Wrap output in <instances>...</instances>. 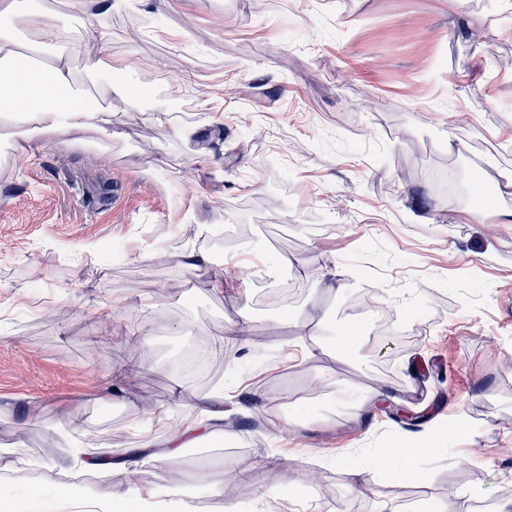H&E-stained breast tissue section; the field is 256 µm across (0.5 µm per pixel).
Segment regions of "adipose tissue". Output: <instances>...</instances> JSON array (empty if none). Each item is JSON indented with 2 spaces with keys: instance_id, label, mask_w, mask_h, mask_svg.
<instances>
[{
  "instance_id": "1",
  "label": "adipose tissue",
  "mask_w": 512,
  "mask_h": 512,
  "mask_svg": "<svg viewBox=\"0 0 512 512\" xmlns=\"http://www.w3.org/2000/svg\"><path fill=\"white\" fill-rule=\"evenodd\" d=\"M17 17L26 19L37 32L38 42L23 46L11 24ZM60 38V27L47 22L37 0H0V141L13 150L26 151L34 140L48 133L68 137L71 144L80 146L85 144L90 130H104L110 123L109 113L92 108L84 98L72 95L73 73L65 54L58 52L41 64L21 67L25 51L43 50ZM86 42L85 69L108 75L110 88L120 89L125 99H132L133 92L124 82L132 66L113 59L111 29L101 24L89 26ZM169 258L190 278L208 276L213 292L223 293L224 278L214 274L206 250L176 246L171 248ZM197 404L200 417L184 420L172 429L166 458H178L183 449L215 435L216 423L224 419L223 388L200 395ZM14 505L18 512H60L65 505L74 512H117L119 502L108 488L90 487L77 496L71 486L49 479L42 491L18 495Z\"/></svg>"
}]
</instances>
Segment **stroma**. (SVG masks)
<instances>
[{"label":"stroma","mask_w":512,"mask_h":512,"mask_svg":"<svg viewBox=\"0 0 512 512\" xmlns=\"http://www.w3.org/2000/svg\"><path fill=\"white\" fill-rule=\"evenodd\" d=\"M39 2L67 31L60 50L80 93L104 94V76L84 68L82 14L72 0ZM92 11L112 29L113 56L136 58L134 83L154 93L113 101L111 149L37 140L0 159V483L23 464L39 484L68 433L118 452L163 444L167 423L151 409L180 423L232 381L223 438L113 468V494L178 469L200 476L194 512H496L512 501V6L122 0ZM199 122L203 135L183 141L178 127ZM474 169L497 192L478 222L433 181L462 186ZM188 209L195 223H176ZM200 223L214 236L198 239ZM173 243L203 244L236 291L214 294L203 277L185 285ZM329 261L350 287L320 281ZM371 305L405 327L384 330ZM316 315L324 328L306 335ZM236 321L250 341L225 334ZM356 323L377 348H337ZM203 338L210 368L192 376L177 357ZM119 368L123 391L102 408ZM343 388H379L426 413L422 479L383 480L381 461L416 447L414 429L337 405ZM267 468L276 478L263 486ZM354 469L365 490L351 489ZM213 481L222 497H203Z\"/></svg>","instance_id":"stroma-1"}]
</instances>
